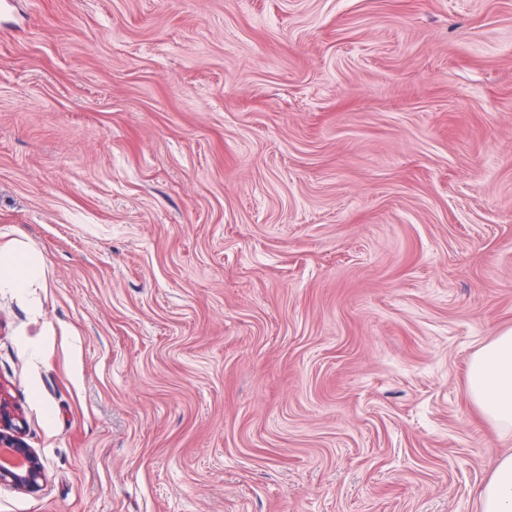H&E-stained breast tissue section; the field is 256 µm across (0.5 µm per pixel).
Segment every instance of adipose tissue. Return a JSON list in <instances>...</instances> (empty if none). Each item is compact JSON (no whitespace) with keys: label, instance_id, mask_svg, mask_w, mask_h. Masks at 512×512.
Wrapping results in <instances>:
<instances>
[{"label":"adipose tissue","instance_id":"1","mask_svg":"<svg viewBox=\"0 0 512 512\" xmlns=\"http://www.w3.org/2000/svg\"><path fill=\"white\" fill-rule=\"evenodd\" d=\"M39 276L31 256L14 248L0 250V288L25 293ZM466 392L479 415L512 443V328L502 330L469 360ZM481 512H512V454L500 457L479 492Z\"/></svg>","mask_w":512,"mask_h":512}]
</instances>
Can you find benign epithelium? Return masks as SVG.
<instances>
[{
	"instance_id": "benign-epithelium-1",
	"label": "benign epithelium",
	"mask_w": 512,
	"mask_h": 512,
	"mask_svg": "<svg viewBox=\"0 0 512 512\" xmlns=\"http://www.w3.org/2000/svg\"><path fill=\"white\" fill-rule=\"evenodd\" d=\"M0 449L22 462L19 468L0 464V484L31 494L40 492L45 479L43 463L24 439V419L20 410L1 392Z\"/></svg>"
}]
</instances>
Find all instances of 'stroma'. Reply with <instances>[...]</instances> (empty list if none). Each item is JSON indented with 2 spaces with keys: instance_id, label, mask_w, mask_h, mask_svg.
<instances>
[{
  "instance_id": "35a3bbf8",
  "label": "stroma",
  "mask_w": 512,
  "mask_h": 512,
  "mask_svg": "<svg viewBox=\"0 0 512 512\" xmlns=\"http://www.w3.org/2000/svg\"><path fill=\"white\" fill-rule=\"evenodd\" d=\"M0 512H480L512 0H12ZM39 276V267L31 256L14 248L0 250V288L25 293ZM0 449L22 462L20 468L0 464V484L31 494L40 492L45 479L43 463L24 439V419L20 410L1 392Z\"/></svg>"
}]
</instances>
